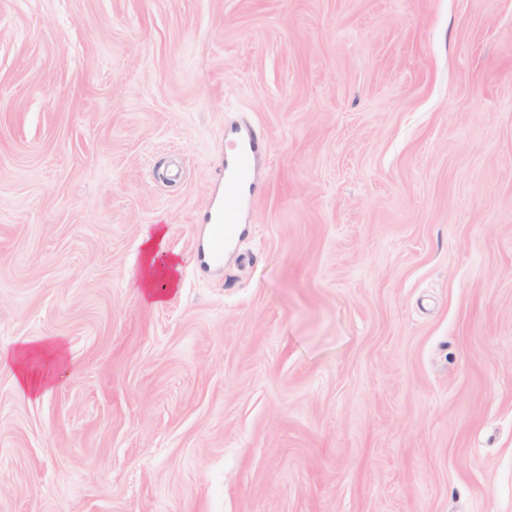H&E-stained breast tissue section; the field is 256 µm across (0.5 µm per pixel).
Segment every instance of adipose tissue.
<instances>
[{
	"mask_svg": "<svg viewBox=\"0 0 512 512\" xmlns=\"http://www.w3.org/2000/svg\"><path fill=\"white\" fill-rule=\"evenodd\" d=\"M164 230L155 227L142 241V269L138 287L141 296L157 304L170 295L178 284L179 264L166 254ZM13 372L17 392L24 396L47 393L68 365L65 343L59 338H45L11 350L0 349V366Z\"/></svg>",
	"mask_w": 512,
	"mask_h": 512,
	"instance_id": "adipose-tissue-1",
	"label": "adipose tissue"
}]
</instances>
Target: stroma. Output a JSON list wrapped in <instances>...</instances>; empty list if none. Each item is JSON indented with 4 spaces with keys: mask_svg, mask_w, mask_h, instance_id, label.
I'll use <instances>...</instances> for the list:
<instances>
[{
    "mask_svg": "<svg viewBox=\"0 0 512 512\" xmlns=\"http://www.w3.org/2000/svg\"><path fill=\"white\" fill-rule=\"evenodd\" d=\"M48 337L0 512H512V0H0V347ZM266 149V143L253 132L247 140L232 144L230 157L224 159V201L202 218V224L207 225V256L214 264L224 261V248L241 233L240 190L250 177L256 157ZM163 239V228L156 226L142 240V269L138 288L140 295L154 304L163 301L178 284V260L166 255Z\"/></svg>",
    "mask_w": 512,
    "mask_h": 512,
    "instance_id": "obj_1",
    "label": "stroma"
}]
</instances>
